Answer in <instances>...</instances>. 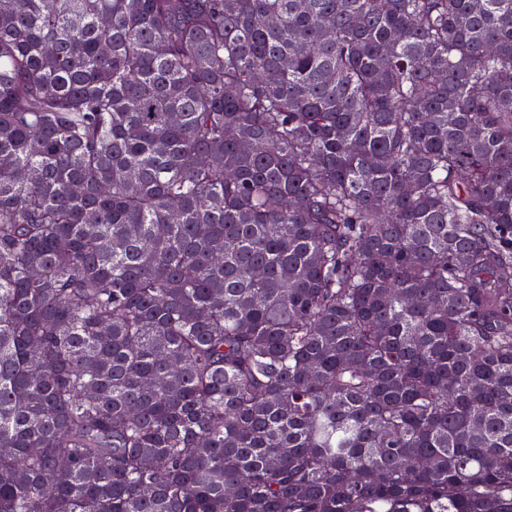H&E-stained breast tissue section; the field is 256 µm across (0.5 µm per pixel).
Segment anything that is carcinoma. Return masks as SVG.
<instances>
[{
  "mask_svg": "<svg viewBox=\"0 0 512 512\" xmlns=\"http://www.w3.org/2000/svg\"><path fill=\"white\" fill-rule=\"evenodd\" d=\"M0 512H512V0H0Z\"/></svg>",
  "mask_w": 512,
  "mask_h": 512,
  "instance_id": "cac0c4a2",
  "label": "carcinoma"
}]
</instances>
